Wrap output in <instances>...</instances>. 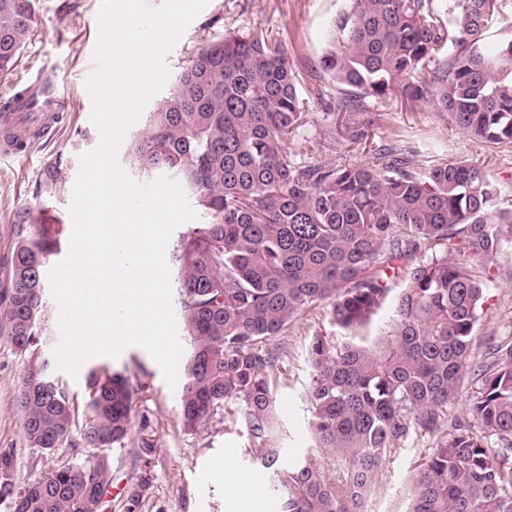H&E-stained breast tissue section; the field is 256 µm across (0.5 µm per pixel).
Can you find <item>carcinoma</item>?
<instances>
[{
  "instance_id": "carcinoma-1",
  "label": "carcinoma",
  "mask_w": 512,
  "mask_h": 512,
  "mask_svg": "<svg viewBox=\"0 0 512 512\" xmlns=\"http://www.w3.org/2000/svg\"><path fill=\"white\" fill-rule=\"evenodd\" d=\"M323 56L336 83L364 98L399 97L450 114L478 141L512 146V23L507 0H346ZM34 0H0V74L14 69L33 32ZM296 76L283 44L225 31L197 48L132 141V164L169 175L196 197L206 224L181 240L180 318L191 338L180 422L197 430L219 410L243 422L273 470L282 512H360L364 494L411 436L434 446L414 477L409 512H512V336H489L472 355L485 268L512 240V207L477 161L421 159L395 140L370 163L299 166L287 145L303 126ZM58 156L38 192L63 186ZM13 224L0 332L30 354L16 398L24 438L49 453L76 426L77 408L38 355L44 268L53 241L28 208ZM394 319L374 347L308 349L312 448L279 464L275 385L283 353L270 348L306 308L329 301L333 323L368 324L391 285ZM464 418L448 419L461 381ZM135 388L109 368L87 374L82 465L13 481L0 449V501L12 512H104L112 486L105 449L131 430ZM147 480L130 486L139 512Z\"/></svg>"
}]
</instances>
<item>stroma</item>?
I'll return each mask as SVG.
<instances>
[{"label":"stroma","mask_w":512,"mask_h":512,"mask_svg":"<svg viewBox=\"0 0 512 512\" xmlns=\"http://www.w3.org/2000/svg\"><path fill=\"white\" fill-rule=\"evenodd\" d=\"M100 4L101 0H35L33 34L13 71L0 75V101L38 77L54 79L68 99L65 120L51 140L35 142L25 155L0 157V290L8 286L16 240L13 219L20 208H30L38 223L53 229L57 248L50 264H58L68 253L72 232L68 208L79 157L99 143V132L90 120L92 103L85 79L93 68ZM342 7L343 0H209L168 55L167 65L170 72H178L215 29L271 32L288 51L307 112L305 125L288 143L291 161L334 166L369 161L377 147L397 136L427 154L437 146L448 159L483 162L498 181L504 201H511L512 148L473 139L455 126L448 113L430 108L413 112L396 97L366 99L360 112L337 111L345 90L325 70L322 57L329 46V24ZM58 156L64 159L62 190L37 195L42 170ZM484 282L483 309L472 342L476 356L484 351L485 336L512 335L511 242L502 243ZM391 319L392 309L387 306L369 325L344 330L331 323L330 307L321 302L300 313L276 338L285 362L275 388L281 463L300 458L311 446L307 391L313 336L322 332L339 345L355 341L370 346ZM28 363V355L0 335V448L13 449V477L19 485L37 481L51 469L80 464L89 453L77 428L52 453L28 446L16 406ZM87 365L122 370L139 386L131 432L108 456L114 485L129 486L147 477L140 512H230L236 489L214 475L215 467L225 461L239 481L257 482L264 495H271L273 473L256 460L245 427L218 413L196 432H184L179 420L182 392L170 389L160 366L142 347H127L115 358L97 356ZM145 443L150 452H142ZM433 444V438L413 437L395 449L364 496L361 512H407L412 478Z\"/></svg>","instance_id":"1"}]
</instances>
